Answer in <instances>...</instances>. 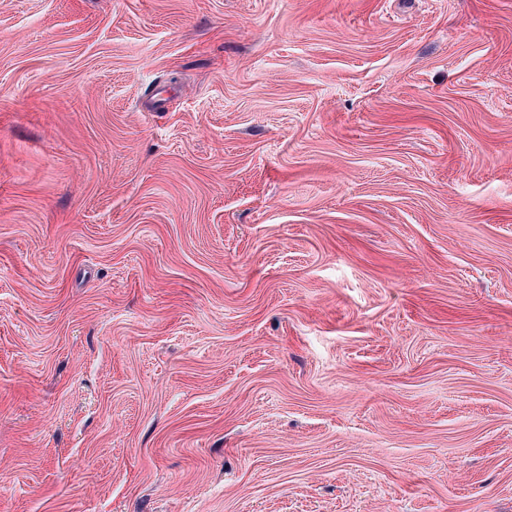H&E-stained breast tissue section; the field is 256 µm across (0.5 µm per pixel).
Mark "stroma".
<instances>
[{
	"label": "stroma",
	"mask_w": 512,
	"mask_h": 512,
	"mask_svg": "<svg viewBox=\"0 0 512 512\" xmlns=\"http://www.w3.org/2000/svg\"><path fill=\"white\" fill-rule=\"evenodd\" d=\"M0 512H512V0H0Z\"/></svg>",
	"instance_id": "stroma-1"
}]
</instances>
